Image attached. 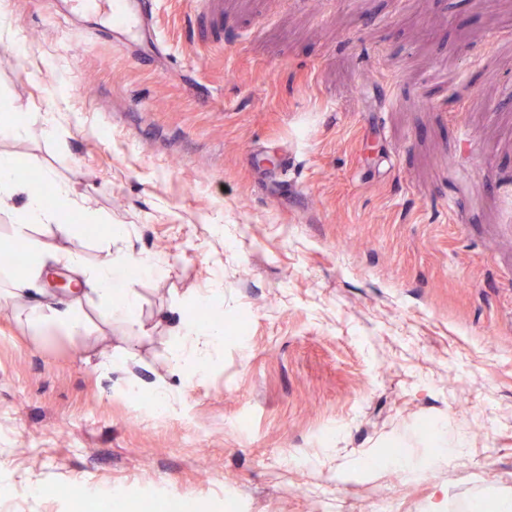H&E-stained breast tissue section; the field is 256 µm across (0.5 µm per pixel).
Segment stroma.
<instances>
[{"label": "stroma", "mask_w": 512, "mask_h": 512, "mask_svg": "<svg viewBox=\"0 0 512 512\" xmlns=\"http://www.w3.org/2000/svg\"><path fill=\"white\" fill-rule=\"evenodd\" d=\"M0 138L161 273L143 329L0 306V512H496L512 496V0H160L166 59L0 0ZM481 165H473V158ZM223 285L224 345L168 319ZM168 412L146 404L158 387ZM382 448L401 449L384 459ZM31 130L30 116L26 112H6L0 122V137L22 138ZM173 326L179 343L173 347L170 361L175 372L195 370L203 373L214 354L224 344L223 322H199L193 317H177Z\"/></svg>", "instance_id": "35a3bbf8"}]
</instances>
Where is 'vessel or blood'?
<instances>
[{"mask_svg":"<svg viewBox=\"0 0 512 512\" xmlns=\"http://www.w3.org/2000/svg\"><path fill=\"white\" fill-rule=\"evenodd\" d=\"M157 3L158 0H46L49 10L59 15L74 17L94 5L111 11L119 28L118 36L112 39L113 47L121 50L139 46L142 59L151 61L165 56L167 51L158 31Z\"/></svg>","mask_w":512,"mask_h":512,"instance_id":"1","label":"vessel or blood"}]
</instances>
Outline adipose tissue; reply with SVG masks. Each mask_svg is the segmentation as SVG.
<instances>
[{"label": "adipose tissue", "mask_w": 512, "mask_h": 512, "mask_svg": "<svg viewBox=\"0 0 512 512\" xmlns=\"http://www.w3.org/2000/svg\"><path fill=\"white\" fill-rule=\"evenodd\" d=\"M17 168L18 161L13 155L0 154V211L16 216L12 226L14 240H27L37 226L55 228L64 237L80 233L81 225L66 224L61 220L63 211L84 208L83 199L73 187L62 180H51L55 203L47 205L17 177ZM124 238L122 226L110 227L102 241V256L92 265L73 251L45 247L31 253L21 275L9 277L8 287L0 289V304L12 306L24 302L30 327L56 324L77 333L85 326L83 302L93 298L106 321L119 322L129 330L141 328L131 273L136 270L149 275L158 271L161 264L152 254L129 249ZM52 264L73 274L65 296L49 293L44 286L45 273ZM174 331L179 342L172 349L170 361L174 371L180 374L206 371L214 354L224 344V326L218 322H200L181 316Z\"/></svg>", "instance_id": "1"}]
</instances>
